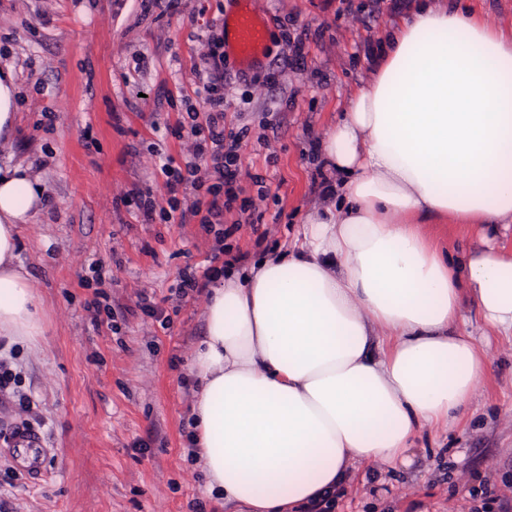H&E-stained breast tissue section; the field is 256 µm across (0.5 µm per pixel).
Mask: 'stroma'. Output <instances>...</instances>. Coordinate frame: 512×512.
<instances>
[{"label":"stroma","mask_w":512,"mask_h":512,"mask_svg":"<svg viewBox=\"0 0 512 512\" xmlns=\"http://www.w3.org/2000/svg\"><path fill=\"white\" fill-rule=\"evenodd\" d=\"M414 0H254L271 25L250 68L224 67V121L246 128L238 185L263 214L224 215L232 255L287 245L329 202L317 149L348 96L372 77L371 46ZM233 0H0V64L21 89L0 161L32 166L44 206L22 225L17 263L41 304L42 333L14 340L51 456L41 478L10 480L4 512H245L206 498L188 458L192 354L207 292L179 299L183 275L212 265L197 220H145L132 192L167 207L160 167L193 163V69L223 36ZM289 18L298 47L275 18ZM278 72L277 84L265 83ZM184 129L175 137L174 129ZM263 184H256L255 176ZM150 304L154 314L142 306ZM488 374L459 421L422 431L407 463L359 465L332 512H470L471 487L512 496V337L464 303Z\"/></svg>","instance_id":"1"}]
</instances>
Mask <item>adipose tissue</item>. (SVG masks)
Wrapping results in <instances>:
<instances>
[{
  "label": "adipose tissue",
  "instance_id": "ef3b65f1",
  "mask_svg": "<svg viewBox=\"0 0 512 512\" xmlns=\"http://www.w3.org/2000/svg\"><path fill=\"white\" fill-rule=\"evenodd\" d=\"M372 66L322 144L332 202L215 277L190 372L207 497L297 512L350 462L403 459L487 374L462 299L512 335V247L493 239L512 230V32L465 0H418ZM43 194L0 166L1 336L41 333L16 258ZM430 220L478 226L481 247L452 258L419 232Z\"/></svg>",
  "mask_w": 512,
  "mask_h": 512
}]
</instances>
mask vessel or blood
I'll list each match as a JSON object with an SVG mask.
<instances>
[{
	"label": "vessel or blood",
	"mask_w": 512,
	"mask_h": 512,
	"mask_svg": "<svg viewBox=\"0 0 512 512\" xmlns=\"http://www.w3.org/2000/svg\"><path fill=\"white\" fill-rule=\"evenodd\" d=\"M235 11L224 18V48L243 65L254 62L268 47L269 29L251 7V0H235ZM8 450L20 451L18 467L27 475L40 477L46 472L51 451L32 429H19Z\"/></svg>",
	"instance_id": "1"
}]
</instances>
